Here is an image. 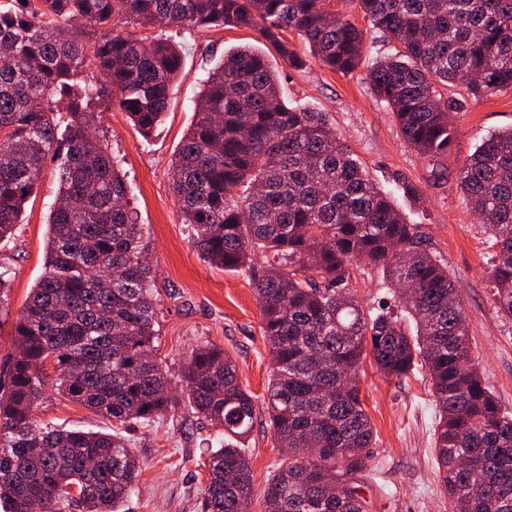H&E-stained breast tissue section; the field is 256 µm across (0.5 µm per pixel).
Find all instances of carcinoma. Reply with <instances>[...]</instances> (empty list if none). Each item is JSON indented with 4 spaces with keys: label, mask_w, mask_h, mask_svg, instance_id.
I'll return each mask as SVG.
<instances>
[{
    "label": "carcinoma",
    "mask_w": 512,
    "mask_h": 512,
    "mask_svg": "<svg viewBox=\"0 0 512 512\" xmlns=\"http://www.w3.org/2000/svg\"><path fill=\"white\" fill-rule=\"evenodd\" d=\"M379 38L334 17L325 0H7L0 2V240L21 223L47 157L58 160L60 201L48 222L47 271L14 325L16 355L0 371L3 512H118L139 462L124 436L172 410L171 379L154 358L155 271L130 207L121 159L89 135L94 65L120 94L143 137L163 120L182 65L169 39L115 33L118 24L201 30L254 28L293 68L311 56L350 73L363 65L405 142L438 162L456 139L443 96L512 93V0H356ZM101 36L89 46L83 29ZM196 120L172 160L183 223L208 263L246 269L273 360L266 409L288 457L267 481L269 512H367L360 475L376 445L360 395L372 356L386 377L421 368L438 411L436 460L452 512H512V412L472 363L459 289L426 250L423 225L376 190L323 112L282 99L266 57L224 55L207 75ZM493 248L496 303L512 319V128L488 134L458 175ZM380 265L396 301L365 312L345 291L357 263ZM58 395L112 432L43 426L34 411L46 364ZM188 405L224 430L208 449L201 512H249L252 480L240 448L256 397L216 345L181 370ZM318 449L308 454V449Z\"/></svg>",
    "instance_id": "carcinoma-1"
}]
</instances>
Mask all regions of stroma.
<instances>
[{
	"label": "stroma",
	"mask_w": 512,
	"mask_h": 512,
	"mask_svg": "<svg viewBox=\"0 0 512 512\" xmlns=\"http://www.w3.org/2000/svg\"><path fill=\"white\" fill-rule=\"evenodd\" d=\"M119 32L165 36L183 45L181 73L172 87L163 122L143 138L119 106L117 94L96 102V133L123 159L129 197L144 227L148 260L156 272L160 309L156 356L170 376H177L193 348L213 344L236 363L241 384L263 397L272 371L255 289L246 271H228L203 260L183 223L171 181V161L195 119L203 81L225 52L250 44L265 52L289 106L327 113L373 183L389 193L407 217L425 226L426 246L447 267L460 287V299L472 338L473 357L491 391L512 410V320L499 313L488 276V235L458 186V174L478 140L512 127V95L466 97L452 113L457 131L444 178L402 139L390 107L373 93L365 69L344 75L311 62L292 69L286 59L249 28H211L183 32L174 28L119 25ZM413 184L419 199L404 197ZM59 189L54 161H46L36 193L11 239L0 241V260L11 269V288L0 317V367L15 353V320L32 288L45 273L48 218ZM387 284L381 268L361 266L348 283L363 309L376 307ZM361 398L377 433L371 453L376 473L363 476L360 492L367 512H449L448 496L434 450L435 404L427 377L404 380L382 375L365 358L359 375ZM173 396L181 394L173 384ZM40 422L67 429L105 432L108 421L47 388L35 411ZM217 428L180 401L174 414L127 432L141 474L122 512H200L207 478L201 451ZM252 475L250 512H264L263 490L283 453L269 428L264 405H257L252 431L243 442Z\"/></svg>",
	"instance_id": "1"
}]
</instances>
